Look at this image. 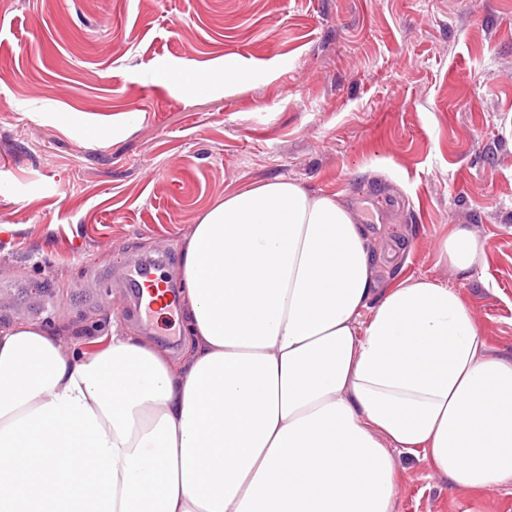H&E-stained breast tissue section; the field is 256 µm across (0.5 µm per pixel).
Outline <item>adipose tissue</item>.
<instances>
[{"mask_svg": "<svg viewBox=\"0 0 512 512\" xmlns=\"http://www.w3.org/2000/svg\"><path fill=\"white\" fill-rule=\"evenodd\" d=\"M181 253L179 361L0 326V512H394L404 455L512 482V355L455 289L378 288L337 197L259 182Z\"/></svg>", "mask_w": 512, "mask_h": 512, "instance_id": "obj_1", "label": "adipose tissue"}]
</instances>
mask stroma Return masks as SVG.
<instances>
[{"mask_svg":"<svg viewBox=\"0 0 512 512\" xmlns=\"http://www.w3.org/2000/svg\"><path fill=\"white\" fill-rule=\"evenodd\" d=\"M273 178L347 204L379 287L454 288L511 353L512 0H0L1 325L86 345L108 316L179 360L181 308L146 326L123 272L166 254L179 281L192 224ZM462 229L466 274L444 251ZM397 473L394 512H512V485ZM450 264L459 272L470 270L477 262L479 248L475 238L467 231H458L445 244Z\"/></svg>","mask_w":512,"mask_h":512,"instance_id":"obj_1","label":"stroma"}]
</instances>
